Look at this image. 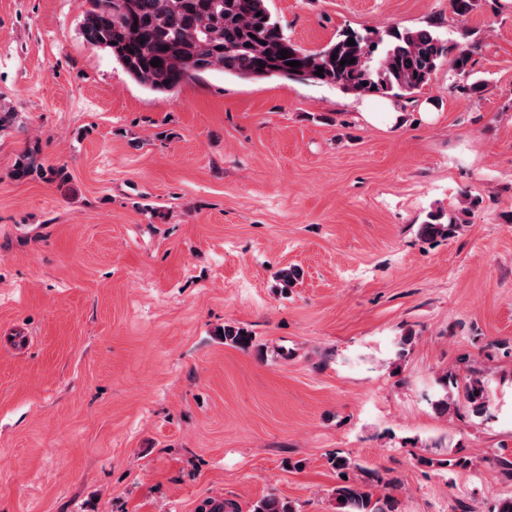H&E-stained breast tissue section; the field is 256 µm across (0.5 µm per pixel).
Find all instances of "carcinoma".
<instances>
[{
    "label": "carcinoma",
    "instance_id": "1",
    "mask_svg": "<svg viewBox=\"0 0 512 512\" xmlns=\"http://www.w3.org/2000/svg\"><path fill=\"white\" fill-rule=\"evenodd\" d=\"M83 35L90 44L109 50L129 77L155 93L167 94L188 80L207 72H221L245 80L301 77L332 85L346 93L409 99L428 85L442 59L453 55L455 70L468 76L472 51L443 39L432 27H387L366 34L351 33L319 50H306L284 33L273 17L268 0H89ZM354 44H348V39ZM288 51L282 59L280 51ZM158 59L157 67L151 61ZM298 61L292 68L286 61ZM346 64H341V61ZM323 76L315 75L317 68ZM41 167L29 152L14 170L22 179ZM457 225L437 209L419 225L426 241L449 236ZM301 277L295 266L277 272L282 291L293 288ZM224 343L246 347L252 337L242 327L224 325ZM465 406L475 416L489 408L487 383L470 376L455 383V391L435 402L441 414ZM340 475L334 489L336 512H401V501L379 496L367 483L349 478L360 471L386 486L397 483L341 456L331 459ZM498 471L512 481V451L501 449L494 458ZM253 512H298L290 501L270 494L260 499Z\"/></svg>",
    "mask_w": 512,
    "mask_h": 512
}]
</instances>
